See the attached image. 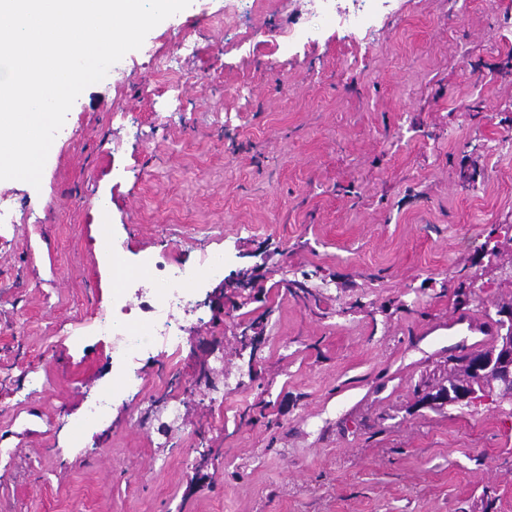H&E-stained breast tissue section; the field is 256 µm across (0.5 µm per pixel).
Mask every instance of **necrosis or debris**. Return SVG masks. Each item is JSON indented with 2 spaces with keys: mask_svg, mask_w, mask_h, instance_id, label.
Instances as JSON below:
<instances>
[{
  "mask_svg": "<svg viewBox=\"0 0 512 512\" xmlns=\"http://www.w3.org/2000/svg\"><path fill=\"white\" fill-rule=\"evenodd\" d=\"M391 0H308L302 22L289 29L282 42L289 50L308 42L329 28L369 33L388 10ZM137 278L121 282L112 290L108 305L92 322L96 335L108 337L112 351V383L108 390L92 395L81 419L82 425L108 415L114 399L130 393L141 378L140 358L152 355L157 346L180 354L182 333L189 321L198 319L197 287L201 280L220 276L224 256L203 254L193 265L154 254L143 255Z\"/></svg>",
  "mask_w": 512,
  "mask_h": 512,
  "instance_id": "obj_1",
  "label": "necrosis or debris"
}]
</instances>
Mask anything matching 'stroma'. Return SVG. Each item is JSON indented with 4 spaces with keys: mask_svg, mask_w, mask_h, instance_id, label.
<instances>
[{
    "mask_svg": "<svg viewBox=\"0 0 512 512\" xmlns=\"http://www.w3.org/2000/svg\"><path fill=\"white\" fill-rule=\"evenodd\" d=\"M206 3L178 20L180 99L128 52L76 99L40 187L0 181V512H512V406L421 402L459 283L481 286L479 316L512 295V241L480 249L512 225V0H394L367 37L289 55L305 0L253 13L242 45ZM105 229L133 261L225 255L184 332L198 383L178 424L146 357L138 388L72 429L112 380L105 339L72 341L121 278ZM305 271L307 298L286 288ZM228 380L246 392L216 407ZM99 257L106 266L113 270L124 269L128 264L125 247L114 242L108 231H104L101 235Z\"/></svg>",
    "mask_w": 512,
    "mask_h": 512,
    "instance_id": "1",
    "label": "stroma"
}]
</instances>
